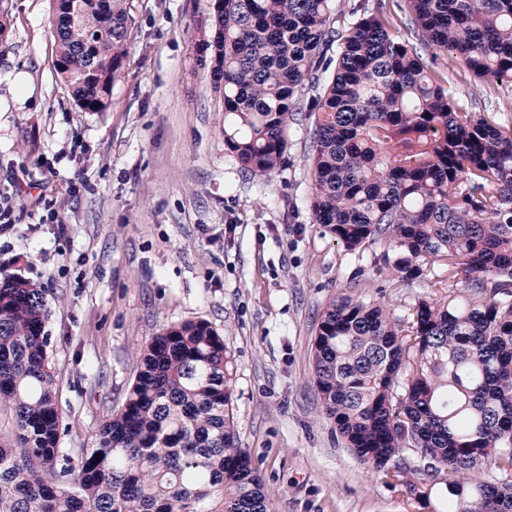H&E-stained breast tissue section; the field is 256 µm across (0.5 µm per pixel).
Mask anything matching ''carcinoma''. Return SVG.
<instances>
[{"instance_id":"carcinoma-1","label":"carcinoma","mask_w":512,"mask_h":512,"mask_svg":"<svg viewBox=\"0 0 512 512\" xmlns=\"http://www.w3.org/2000/svg\"><path fill=\"white\" fill-rule=\"evenodd\" d=\"M409 39L386 3L211 0L196 62L224 99V148L252 178L310 131L312 222L346 250L383 246L396 282L441 288L411 334L375 303L342 295L321 314L314 386L356 459L387 478L408 449L441 472L433 512H512V126L474 112L432 69L435 50L491 87H512V0H408ZM55 70L81 112H106L123 75L129 0H59ZM337 45L333 72L325 52ZM437 267L448 278L432 280ZM464 279L456 280L457 272ZM41 286L0 276V512H271L230 412L232 358L205 320L152 338L96 444L60 447ZM488 457L502 479L463 474Z\"/></svg>"}]
</instances>
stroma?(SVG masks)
<instances>
[{"label":"stroma","instance_id":"obj_1","mask_svg":"<svg viewBox=\"0 0 512 512\" xmlns=\"http://www.w3.org/2000/svg\"><path fill=\"white\" fill-rule=\"evenodd\" d=\"M128 54L112 106L77 111L55 71L56 0H7L0 39V271L41 284L61 445L93 447L140 354L167 326L203 319L235 360L232 412L272 512H431L435 491L358 461L313 383L320 315L349 293L407 319L433 289L377 292V245L352 253L311 223L309 132L288 163L250 179L224 148L222 102L195 66L210 0H130ZM456 95L512 125V88L479 84L436 54ZM30 97L17 108V73ZM414 492H407V484Z\"/></svg>","mask_w":512,"mask_h":512}]
</instances>
